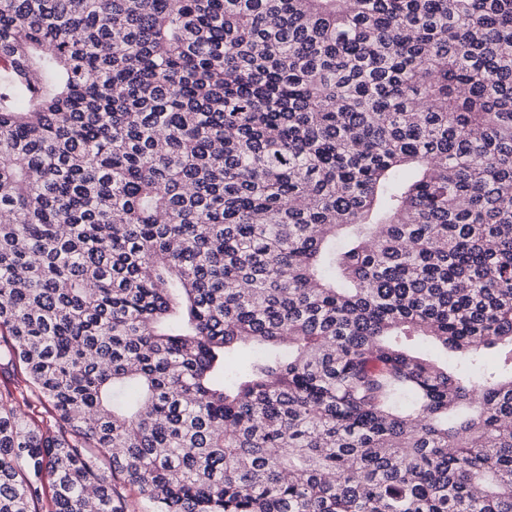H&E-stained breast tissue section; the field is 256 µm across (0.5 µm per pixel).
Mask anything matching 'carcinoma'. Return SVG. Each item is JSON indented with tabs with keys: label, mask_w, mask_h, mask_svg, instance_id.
<instances>
[{
	"label": "carcinoma",
	"mask_w": 512,
	"mask_h": 512,
	"mask_svg": "<svg viewBox=\"0 0 512 512\" xmlns=\"http://www.w3.org/2000/svg\"><path fill=\"white\" fill-rule=\"evenodd\" d=\"M0 359V512H512V0H0Z\"/></svg>",
	"instance_id": "cac0c4a2"
}]
</instances>
